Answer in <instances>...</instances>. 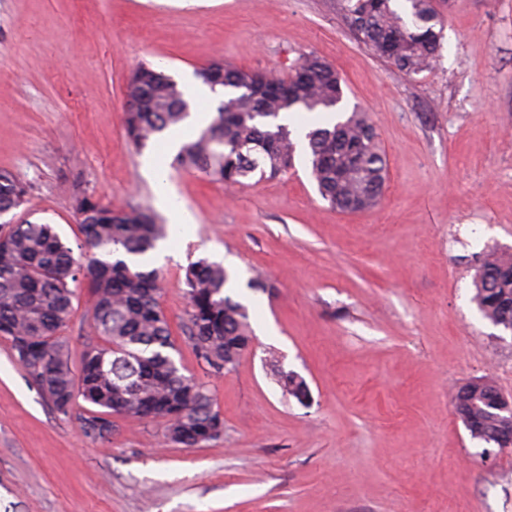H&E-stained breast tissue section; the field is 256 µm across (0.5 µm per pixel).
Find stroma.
<instances>
[{
	"label": "stroma",
	"instance_id": "obj_1",
	"mask_svg": "<svg viewBox=\"0 0 512 512\" xmlns=\"http://www.w3.org/2000/svg\"><path fill=\"white\" fill-rule=\"evenodd\" d=\"M438 11L440 56L409 78L358 40L342 0H0V172L28 189L0 221L55 225L83 258L77 198L151 209L176 252L158 267L174 357L224 421L204 447L169 442L161 419L118 417L94 440L86 403L57 413L0 339V512H512V448L483 458L453 401L479 377L512 396V335L472 286L484 253L512 254V0ZM308 54L374 124L388 165L374 209L330 207L302 158L231 190L142 174L123 123L139 64L187 87L215 60L283 77ZM164 186L191 232L160 206ZM201 258L227 262L254 331L220 373L185 328L184 269ZM257 270L267 291L247 286ZM61 334L79 361L86 291ZM275 380L282 391L288 396L295 398L298 402H303L302 396H309V389L303 378L295 376L293 372L285 371L281 368L274 369ZM81 427L86 436H94L102 441H108L112 436L114 424L111 419L101 416L81 417Z\"/></svg>",
	"mask_w": 512,
	"mask_h": 512
}]
</instances>
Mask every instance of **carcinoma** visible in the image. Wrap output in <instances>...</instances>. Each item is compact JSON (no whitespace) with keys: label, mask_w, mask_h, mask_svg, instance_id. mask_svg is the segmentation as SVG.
Listing matches in <instances>:
<instances>
[{"label":"carcinoma","mask_w":512,"mask_h":512,"mask_svg":"<svg viewBox=\"0 0 512 512\" xmlns=\"http://www.w3.org/2000/svg\"><path fill=\"white\" fill-rule=\"evenodd\" d=\"M349 24L378 57L409 78L427 70L438 57L443 26L437 0H344ZM223 72L224 97L210 120L183 143L174 157L180 167L196 170L226 186L275 178L295 165L302 148L322 199L347 211L359 202L380 201L386 160L368 114L358 108L344 114V79L325 60L302 57L285 79L271 74L210 63ZM129 84L139 109L125 113L129 141L146 148L164 131L181 126L191 104L177 82L150 64L139 65ZM325 117L305 126L304 139L279 119L284 112ZM0 213L19 209L27 188L13 177L0 176ZM80 232L92 255L79 262L50 224H13L0 235V337L9 341L15 359L33 385L62 415L83 399L93 411L140 418L139 401L159 395L178 403L183 412L166 420L167 438L186 447L210 442L224 431L205 384L182 372L172 351L168 319L159 304V273L132 262L155 248L165 225L149 209L115 207L91 198L76 210ZM231 281L223 264L200 258L184 269L189 302L199 297L209 307L188 312L186 329L198 357L216 372L233 366L246 346L251 328L247 308L226 294ZM473 301L489 323L512 300V257L484 255L473 276ZM86 289L95 334L104 344H90L79 367L71 365L69 345L58 336L73 300ZM275 380L288 396H309L303 378L281 368ZM85 435L107 441L112 420L81 418ZM471 439L482 450L493 446L484 417L473 422Z\"/></svg>","instance_id":"1"}]
</instances>
